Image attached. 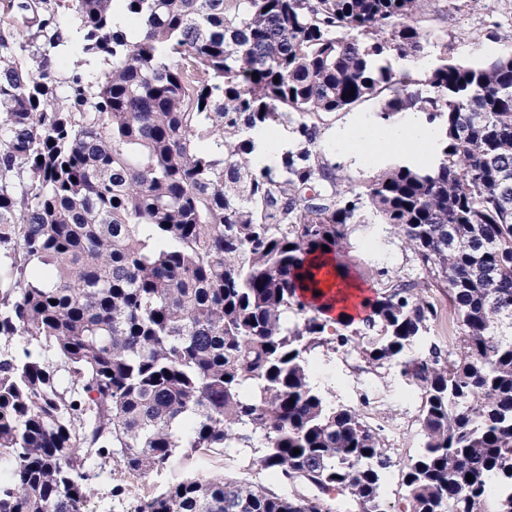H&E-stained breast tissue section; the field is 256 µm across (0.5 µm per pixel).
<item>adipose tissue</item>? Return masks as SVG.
Segmentation results:
<instances>
[{"mask_svg":"<svg viewBox=\"0 0 512 512\" xmlns=\"http://www.w3.org/2000/svg\"><path fill=\"white\" fill-rule=\"evenodd\" d=\"M436 129L417 112L378 124L365 133L346 138L342 150L358 166H366L370 154L396 158L409 157L413 147H428L436 138ZM319 280L317 305L329 321H349L360 315L370 302L361 282L343 265L340 258L328 254L315 260Z\"/></svg>","mask_w":512,"mask_h":512,"instance_id":"ef3b65f1","label":"adipose tissue"}]
</instances>
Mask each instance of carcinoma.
Returning a JSON list of instances; mask_svg holds the SVG:
<instances>
[{
    "instance_id": "carcinoma-1",
    "label": "carcinoma",
    "mask_w": 512,
    "mask_h": 512,
    "mask_svg": "<svg viewBox=\"0 0 512 512\" xmlns=\"http://www.w3.org/2000/svg\"><path fill=\"white\" fill-rule=\"evenodd\" d=\"M433 2L0 0V512H91L103 474L256 440L276 488L185 476L133 512H512V50L449 57ZM67 13L103 69L74 67L60 97ZM430 44L424 78L392 67ZM383 92L381 120L440 135L356 194L314 145ZM276 126L297 140L269 165ZM364 208L414 265L376 269L368 315L333 327L300 299L307 262L343 252ZM320 348L420 401L392 505L378 394L329 400Z\"/></svg>"
}]
</instances>
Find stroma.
Masks as SVG:
<instances>
[{"label":"stroma","mask_w":512,"mask_h":512,"mask_svg":"<svg viewBox=\"0 0 512 512\" xmlns=\"http://www.w3.org/2000/svg\"><path fill=\"white\" fill-rule=\"evenodd\" d=\"M435 24L447 33L449 55L460 61H486L512 48V0H483L482 7L474 10L465 8L439 13L435 16ZM378 110V102L369 100L337 113L326 121L317 143L318 152L328 162L342 165L344 174L358 192L365 191L374 175L373 170L354 166L336 154L333 146L346 127L360 131L377 123ZM347 253L352 272L367 286L373 283V269L385 267L405 272L412 264V255L404 248L398 235L389 226L374 223L370 218L351 236ZM315 363L320 368L317 385L340 402L356 404L357 397L350 393V386L360 387L371 381L377 382L384 392L377 414L389 419L397 429L395 461H402L418 448V402L416 398L408 396L405 384L395 372L383 369L374 377L364 372L363 363L356 355L327 350L319 352ZM254 455L255 451L251 448H228L224 453L201 457L188 464L179 462L162 472L151 474L144 483L129 484L125 497L120 499L111 497L109 479H101L98 494L91 504L92 512H131L134 495L140 492L142 486L160 488L187 473L205 477L222 474L256 483L266 482L265 472L249 466Z\"/></svg>","instance_id":"1"}]
</instances>
